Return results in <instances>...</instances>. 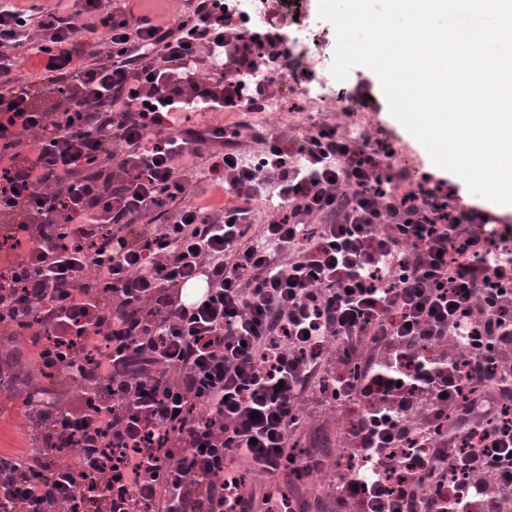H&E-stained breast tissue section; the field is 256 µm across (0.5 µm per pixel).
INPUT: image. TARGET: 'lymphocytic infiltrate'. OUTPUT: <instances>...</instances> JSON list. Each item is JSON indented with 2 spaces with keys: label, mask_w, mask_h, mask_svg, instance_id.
Segmentation results:
<instances>
[{
  "label": "lymphocytic infiltrate",
  "mask_w": 512,
  "mask_h": 512,
  "mask_svg": "<svg viewBox=\"0 0 512 512\" xmlns=\"http://www.w3.org/2000/svg\"><path fill=\"white\" fill-rule=\"evenodd\" d=\"M84 31L100 38L75 69ZM21 48L56 52L41 94ZM254 67L224 0H186L166 29L115 0H0V249L25 250L0 310L28 328L14 363L70 359L56 400L25 399L31 467L63 442L77 458L29 483L0 455V512H318L329 438L295 446L304 398L359 407L334 512H512V225L448 205L442 180L393 191L372 145L327 123L254 164L248 123L215 146L177 127L260 103L269 86L239 81ZM200 181L236 205L184 202ZM242 468L287 485L246 490Z\"/></svg>",
  "instance_id": "f902f5d3"
}]
</instances>
